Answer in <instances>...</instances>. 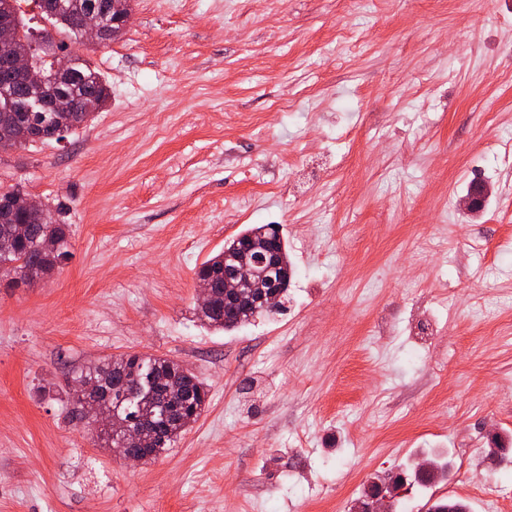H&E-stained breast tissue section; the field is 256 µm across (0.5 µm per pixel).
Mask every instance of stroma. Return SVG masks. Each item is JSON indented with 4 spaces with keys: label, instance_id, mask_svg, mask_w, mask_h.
<instances>
[{
    "label": "stroma",
    "instance_id": "1",
    "mask_svg": "<svg viewBox=\"0 0 512 512\" xmlns=\"http://www.w3.org/2000/svg\"><path fill=\"white\" fill-rule=\"evenodd\" d=\"M55 56L112 95L0 187L70 227L51 278H0V512H348L369 478L456 453L431 499H512V0H134L124 33ZM495 193L470 223L469 186ZM277 224L276 315H195L196 272ZM128 352L207 384L198 421L130 467L71 382Z\"/></svg>",
    "mask_w": 512,
    "mask_h": 512
}]
</instances>
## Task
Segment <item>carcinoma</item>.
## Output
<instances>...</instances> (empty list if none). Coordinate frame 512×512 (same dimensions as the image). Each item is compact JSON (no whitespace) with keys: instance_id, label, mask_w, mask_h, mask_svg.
Listing matches in <instances>:
<instances>
[{"instance_id":"obj_1","label":"carcinoma","mask_w":512,"mask_h":512,"mask_svg":"<svg viewBox=\"0 0 512 512\" xmlns=\"http://www.w3.org/2000/svg\"><path fill=\"white\" fill-rule=\"evenodd\" d=\"M42 18L59 33L79 37L76 21L98 18L105 23L102 40L111 42L112 17L104 14L109 0H65V8L59 9L55 0H32ZM21 0L0 10V20L10 23L16 32L18 48L29 53L31 65L53 78L57 68L65 66L63 79L52 90L82 104L93 98L92 111H97L110 97V87L100 73L86 63L48 59L50 53L33 46V38L23 23ZM9 87L8 95L0 94V112L14 113L13 122L24 132L20 146L62 138V133L76 130L82 121L75 116H63L56 112H19L26 103V91L11 77L5 52L0 50V86ZM14 189L0 190V241L8 243L0 250V275L9 277L19 285L47 278L70 255V235L67 225L56 222L33 223L20 210L10 208L15 197ZM278 228L273 224H254L224 244V250L202 263L196 272L198 283L212 289L214 300L208 309H197L203 325L224 331L238 329L258 316L264 315L257 300L272 291V287L287 273L294 272L289 260L288 246L278 237L277 254L267 248V239L277 237ZM56 240L58 247L53 253L41 250L45 237ZM248 266L253 270L245 282L241 295L224 298V272ZM80 379L96 382L95 398L110 410H116L133 424H146L154 432L153 437L140 447L146 461H153L194 424L205 411L209 401L207 385L197 375L177 361L169 358L127 353L115 358H103L87 370L80 372Z\"/></svg>"}]
</instances>
